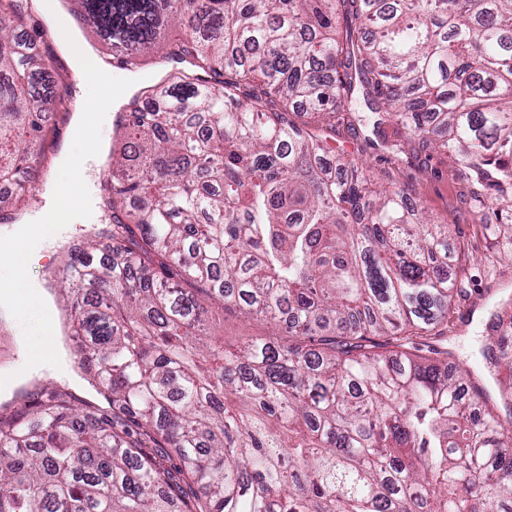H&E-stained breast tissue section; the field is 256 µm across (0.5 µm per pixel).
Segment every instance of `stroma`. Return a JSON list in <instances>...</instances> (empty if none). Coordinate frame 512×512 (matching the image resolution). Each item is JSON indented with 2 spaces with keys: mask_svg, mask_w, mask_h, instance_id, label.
Here are the masks:
<instances>
[{
  "mask_svg": "<svg viewBox=\"0 0 512 512\" xmlns=\"http://www.w3.org/2000/svg\"><path fill=\"white\" fill-rule=\"evenodd\" d=\"M26 29L39 35L54 94L64 97L80 95L78 79L67 54L60 48L59 31L46 21L33 2L28 6ZM53 122L56 130L50 135L48 162L40 168L35 187L19 215L6 221L0 219V236L18 225L41 218L51 207L50 188L59 172V154L70 140L71 118L59 114ZM324 134L336 152L355 159L375 182L401 186L410 204L423 208L428 215L447 220L453 237L468 244L475 261L466 270L468 297L453 313L448 349L452 362L479 366V351L487 341L486 321L501 299L512 297V266L496 261L488 251L482 228L483 217L471 200L469 186L462 174L445 154L430 152L411 160L397 151L396 146L403 143L406 133L402 127L392 123L386 124L382 133L369 143L357 115L342 112L337 114L333 127L325 129ZM92 210L90 224L71 225L66 233L43 248L40 257L28 264L31 281L41 285L48 299L53 330L58 334L54 344L59 350H71L72 345L59 337L67 319L68 301L54 292V274L62 267L68 247L84 244L88 228L106 223L107 216L100 203H93ZM212 318L217 331L230 345L250 336H274L278 333L273 324L246 318L232 309H214ZM26 359L22 328L15 319H7L0 325V375L15 373Z\"/></svg>",
  "mask_w": 512,
  "mask_h": 512,
  "instance_id": "1",
  "label": "stroma"
}]
</instances>
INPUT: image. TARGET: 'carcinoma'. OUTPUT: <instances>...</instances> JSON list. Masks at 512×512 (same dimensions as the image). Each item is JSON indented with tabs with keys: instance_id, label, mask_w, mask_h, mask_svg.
Segmentation results:
<instances>
[{
	"instance_id": "carcinoma-1",
	"label": "carcinoma",
	"mask_w": 512,
	"mask_h": 512,
	"mask_svg": "<svg viewBox=\"0 0 512 512\" xmlns=\"http://www.w3.org/2000/svg\"><path fill=\"white\" fill-rule=\"evenodd\" d=\"M134 98L104 181L110 224L68 252V335L100 401L25 389L0 416V512H512V299L448 364L468 247L325 147L360 95L413 156L448 152L512 223V0H70ZM363 32L336 28V13ZM0 0V217L50 127L37 38ZM213 306L276 323L229 350ZM154 58H157V63L155 64L152 63ZM154 58L147 66H142L139 70L141 80L133 91L124 95L122 107H126L135 96L140 94L141 91L146 90L147 87L153 86L155 83L166 78L169 72L176 67V64L165 58V53H160Z\"/></svg>"
}]
</instances>
